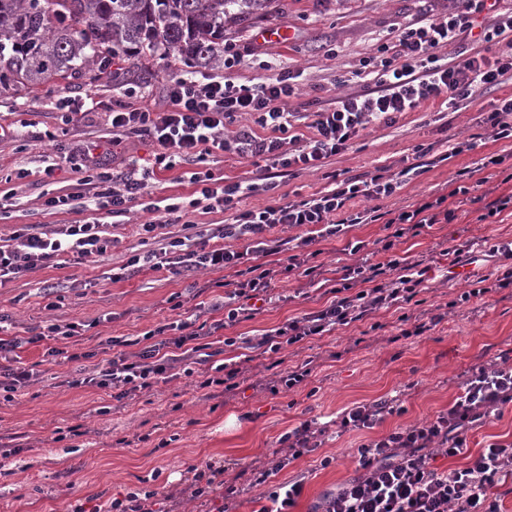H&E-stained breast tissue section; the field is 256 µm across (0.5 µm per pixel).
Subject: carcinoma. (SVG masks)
Wrapping results in <instances>:
<instances>
[{"mask_svg": "<svg viewBox=\"0 0 512 512\" xmlns=\"http://www.w3.org/2000/svg\"><path fill=\"white\" fill-rule=\"evenodd\" d=\"M267 0H0V92L77 79L93 86L116 59L138 78L174 57L186 71L224 64V19L263 15Z\"/></svg>", "mask_w": 512, "mask_h": 512, "instance_id": "1", "label": "carcinoma"}]
</instances>
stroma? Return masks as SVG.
I'll return each mask as SVG.
<instances>
[{
    "mask_svg": "<svg viewBox=\"0 0 512 512\" xmlns=\"http://www.w3.org/2000/svg\"><path fill=\"white\" fill-rule=\"evenodd\" d=\"M448 5V0H271L265 18L225 22L224 44L241 60L215 74L256 83L279 67L301 72V93L290 99L288 108L300 113L296 131L303 134L310 112L331 105L339 95L366 91V82L354 73L380 44L392 40L398 26L446 15ZM271 26L284 28L286 40L259 44L257 32ZM172 72L161 61L147 85L107 76L93 86L54 80L35 90L0 94V127L12 132L0 140V196L10 197L8 209L0 211V237L8 238L26 224L96 218L117 240L102 261L43 268L0 288V314L10 334L34 335L51 318L89 325L82 340L86 358L51 359L43 341L18 351L24 363L36 365L38 375L12 401L0 400V445L11 449L0 470V512H65L76 499L93 512L96 505L143 486L157 491L171 512H221L226 506L221 495L194 500L182 493L192 481L193 468L209 463L223 467L225 479L245 488L229 505L232 512H259L265 489L251 485L249 470L275 458L278 440L289 429L312 418L322 423L337 419L356 402L395 396L405 412L388 417L383 430L421 422L447 409L472 366L502 354L512 356V292L466 303L458 300L467 288L466 275H487L496 267L482 252L484 239H512V215L494 224L480 219L487 203L512 192V181L495 177L483 184L474 170L475 161L485 154L512 155V143L493 139L482 112L493 100L512 93L508 83L480 89L475 102L457 112L430 104L405 113L395 125H371L352 148L330 161V170L344 178L381 170L393 174L414 163V146L424 145L426 171L384 200L386 211L448 194L461 184L475 186L476 201L461 203L453 223L433 225L395 245L396 252L416 256L440 244L471 246L470 264L452 266L447 257H440L421 294L423 310L454 306L428 335L399 337L397 312L379 311L374 320L381 322V330L370 331L371 322L359 321L283 350L284 368L308 360L312 374L296 391L275 395L266 390L275 371L256 350L241 345V338L261 336L323 306L328 299L325 281L338 278L340 267L354 260L348 242L361 240L368 251L380 250L388 234L384 222L357 224L345 235L318 239L321 276L312 281L281 276L275 300L260 314L224 328V336L237 340L224 350L226 361L238 363L242 370L237 391L205 392L182 374L127 404L94 387H69L70 379L86 375L104 359L108 338L133 340L176 320L210 324L224 317L215 303L224 295L222 282L236 279L231 269H191L176 277L141 270L118 282L106 278L107 270L125 264L140 249L136 227L157 220V213L138 206L123 216L96 217L89 211L56 212L44 205L48 197L84 191L77 172L60 165V158L76 143L110 140L112 108L166 107L165 85ZM342 76L348 83L340 87L336 80ZM86 95L96 101L95 111L85 119L67 121L63 100ZM466 140L475 142V150L448 157L454 143ZM50 165L56 171L46 183L42 172ZM326 185L317 173L286 176L275 192H256L243 198L241 206L263 207L283 195L300 200ZM173 296L180 297L182 308L172 309ZM102 405L110 406V413L97 414ZM76 424L84 425L85 436L55 440V429ZM144 434L149 437L145 443L140 440ZM121 437L126 446H118ZM371 437L368 431L327 434L319 448L280 471L278 480L304 482L293 512H309L327 491L354 476L356 449ZM163 438L168 441L164 448L159 445Z\"/></svg>",
    "mask_w": 512,
    "mask_h": 512,
    "instance_id": "1",
    "label": "stroma"
}]
</instances>
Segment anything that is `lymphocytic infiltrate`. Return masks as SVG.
<instances>
[{"mask_svg": "<svg viewBox=\"0 0 512 512\" xmlns=\"http://www.w3.org/2000/svg\"><path fill=\"white\" fill-rule=\"evenodd\" d=\"M447 15L399 26L393 41L382 44L373 56L376 88L368 93L337 97L334 105L318 109L309 124L310 136L295 133V115L286 104L300 92L298 75L281 69L255 84L219 80L207 72H187L169 79L167 105L160 110L119 108L112 112V141L128 134H146L158 151L152 166L107 171L96 146L81 144L70 154L76 160L82 184L90 193L74 202L72 196H53L51 209L81 212L87 209L112 216L125 215L144 196L150 179L181 163L198 167L189 181L196 196L183 203L174 197L153 203L158 222L142 224L138 234L151 247L131 255L111 281L122 280L132 270L166 271L179 275L196 268L234 269L237 279L226 284L223 307L226 320L208 331L190 330L188 322H172L173 338L155 340L146 332L147 346L135 353L116 352L97 373L72 379L71 387L115 388L120 398L149 392L175 364H184L186 376L198 389L238 388L240 371L221 362V348L213 338L226 322L252 318L273 299L272 283L279 273L302 272L311 277L318 268L309 247L316 238L339 236L356 224L381 220L378 201L395 195L421 165H410L394 175L381 173L365 178H344L334 186L302 200H275L258 209H239L242 196L277 188L278 179L297 172H320L331 157L347 151L369 125L396 123L399 116L441 101L456 112L476 99L484 86L512 80V7L499 0H451ZM496 50L485 54L483 47ZM462 45V59L449 62L441 51ZM253 117L254 128L235 129L238 117ZM267 136L256 135V128ZM230 153L260 170L259 182L228 181L200 171L214 152ZM368 208L355 209V201ZM445 196L423 200L385 220L392 238L381 248L379 259L366 256V244L355 241L350 252L355 262L343 265L331 287V301L322 308L289 319L261 336V354H277L314 337L364 320L380 309L414 303L424 291L431 269L429 258H410L395 253L396 239L417 236L442 222L452 223L456 211ZM224 214L223 223L212 228L190 221V209ZM181 225L173 234L172 225ZM298 228L294 237L273 236L277 225ZM115 241L98 221L63 224L54 228L30 224L14 231L0 245V284L19 279L44 267L59 265L63 257L82 263L111 251ZM286 254L288 264L278 270L257 263L258 254ZM512 403V365L490 359L473 366L459 392L445 411L434 418L400 427L359 445L356 476L326 494L312 512H500L492 490L502 477L512 475V440L489 443L471 452L467 434ZM398 399L359 403L344 410L341 431L372 430L386 417L403 414ZM326 425L306 420L283 434L278 443L286 453L270 468L253 470V485L270 484L268 506L260 512H289L303 490L302 481L271 484L283 465L320 447ZM463 457L464 467L441 471L434 467L436 452Z\"/></svg>", "mask_w": 512, "mask_h": 512, "instance_id": "1", "label": "lymphocytic infiltrate"}]
</instances>
